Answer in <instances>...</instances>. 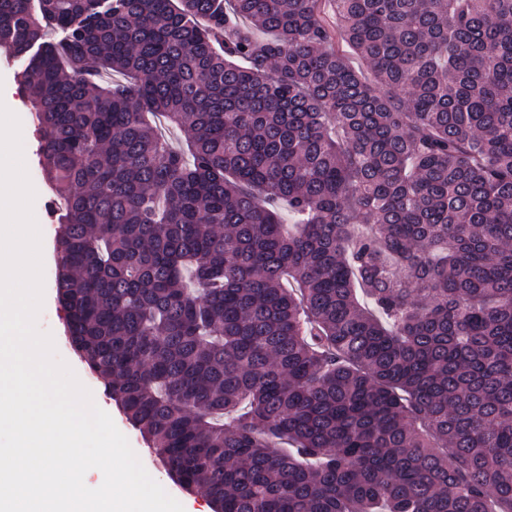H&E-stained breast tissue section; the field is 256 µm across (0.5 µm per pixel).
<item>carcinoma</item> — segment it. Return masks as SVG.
Returning <instances> with one entry per match:
<instances>
[{
    "label": "carcinoma",
    "mask_w": 512,
    "mask_h": 512,
    "mask_svg": "<svg viewBox=\"0 0 512 512\" xmlns=\"http://www.w3.org/2000/svg\"><path fill=\"white\" fill-rule=\"evenodd\" d=\"M328 3L0 0L67 342L213 512H512V0Z\"/></svg>",
    "instance_id": "obj_1"
}]
</instances>
